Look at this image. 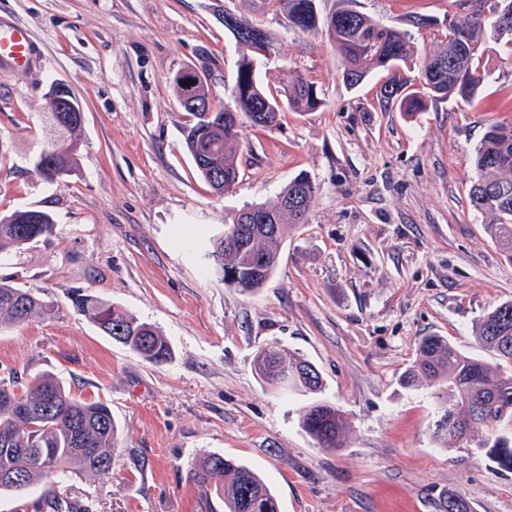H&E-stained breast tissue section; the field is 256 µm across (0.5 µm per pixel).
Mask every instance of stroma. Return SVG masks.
I'll use <instances>...</instances> for the list:
<instances>
[{"label": "stroma", "instance_id": "stroma-1", "mask_svg": "<svg viewBox=\"0 0 512 512\" xmlns=\"http://www.w3.org/2000/svg\"><path fill=\"white\" fill-rule=\"evenodd\" d=\"M453 0H359L360 11L433 51ZM248 18L272 44L267 77L301 73L321 106L283 109L269 129L243 126L239 177L215 194L184 144L174 95L206 67L214 105L231 104L240 60L221 21ZM0 23L30 27L31 66L0 71V214L39 210L51 237L0 256V278L30 288L53 316L0 331V383L38 373L107 403L119 428L109 475L73 469L89 512H224L189 477L208 453L234 457L274 489L280 512H439L462 493L473 512H512V472L473 442L438 447V387L406 389L419 340L484 351L478 320L512 301V259L469 197L488 125L512 122V58L488 42L483 87L469 102L383 109L374 82L344 84L325 31L291 28L259 0H0ZM69 86L83 110L78 168L55 182L33 166L47 139L45 95ZM316 184L262 288L244 293L211 271V241L238 210L274 203L298 174ZM93 293L151 324L170 346L149 362L72 304ZM319 370L324 399L345 412V447L301 428L306 397L262 381L268 343Z\"/></svg>", "mask_w": 512, "mask_h": 512}]
</instances>
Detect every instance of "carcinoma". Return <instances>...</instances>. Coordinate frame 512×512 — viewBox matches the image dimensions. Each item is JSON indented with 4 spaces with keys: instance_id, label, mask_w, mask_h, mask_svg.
<instances>
[{
    "instance_id": "cac0c4a2",
    "label": "carcinoma",
    "mask_w": 512,
    "mask_h": 512,
    "mask_svg": "<svg viewBox=\"0 0 512 512\" xmlns=\"http://www.w3.org/2000/svg\"><path fill=\"white\" fill-rule=\"evenodd\" d=\"M275 1L285 8L291 26L303 32L318 29L315 0H268ZM354 4L356 0H336V8L326 21V34L339 56L346 84L357 86L374 74L384 73L379 101L408 114L422 110L428 98L466 102L479 92L485 78L481 71L484 47L491 38L502 41L493 19L483 11L453 13L440 47L417 61L407 32L382 24ZM251 57V52L242 51L232 91L233 111L253 127L270 128L277 124L282 107L260 79ZM403 69L410 75H402ZM284 93L288 107L295 112L313 111L321 105L315 83L301 74L289 78ZM223 114V108H217L208 120L205 113L193 112V122L184 127L190 157H206L204 164L195 166L196 172L217 193L229 190L239 175L240 131L230 134L215 128ZM48 125L54 150L39 152L34 168L52 182L57 175L75 171L82 126L64 118ZM474 170L471 204L490 216L488 234L512 257V123L489 125L476 150ZM316 190L315 183L300 174L288 182L275 203L262 205L273 210L277 230L267 232L263 225H254L249 254L226 245L222 235L215 239V273L223 279L233 273L228 285L242 292L261 288L265 279L256 274L253 257H279L288 228L306 222ZM53 229L51 216L43 211L16 210L0 215V254L50 236ZM73 304L105 335L142 358L159 364L170 357L169 342L132 313L90 294L77 295ZM53 312V304L32 290L0 280V331L44 319ZM476 338L498 363L468 356L443 336H426L418 343L416 358L401 384L447 386L448 406L439 416L444 428L433 429L436 443L449 449L461 436L479 434L477 447L485 456L501 469L512 471V373L501 370L503 361L512 365V301L482 317ZM254 368L266 383L284 392L309 395L322 391L317 368L302 355L276 344L256 353ZM300 425L320 448L336 449L346 443L345 418L331 403L314 401L303 407ZM116 445L117 427L106 403L74 397L49 374L34 376L22 390L0 385V472L16 477L14 482L0 483V493L23 500L20 512L30 508L33 512H62L60 502L73 503L75 498L57 493L53 485L65 482L68 466L76 464L92 475L106 474L112 468ZM190 478L202 488H214L226 512H279L278 499L267 483L235 458L207 454L190 470ZM38 487L43 488L40 495L25 502L26 493ZM440 512H471V507L465 495L449 494L441 497Z\"/></svg>"
}]
</instances>
